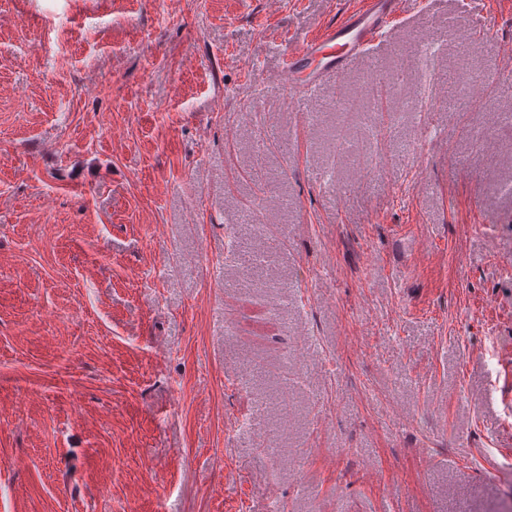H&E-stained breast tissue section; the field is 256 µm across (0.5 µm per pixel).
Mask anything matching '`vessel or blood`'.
<instances>
[{
	"instance_id": "vessel-or-blood-1",
	"label": "vessel or blood",
	"mask_w": 512,
	"mask_h": 512,
	"mask_svg": "<svg viewBox=\"0 0 512 512\" xmlns=\"http://www.w3.org/2000/svg\"><path fill=\"white\" fill-rule=\"evenodd\" d=\"M403 0H366L362 10L328 27L288 56L292 78L315 87L323 78L344 71L356 58L370 53L398 15Z\"/></svg>"
}]
</instances>
